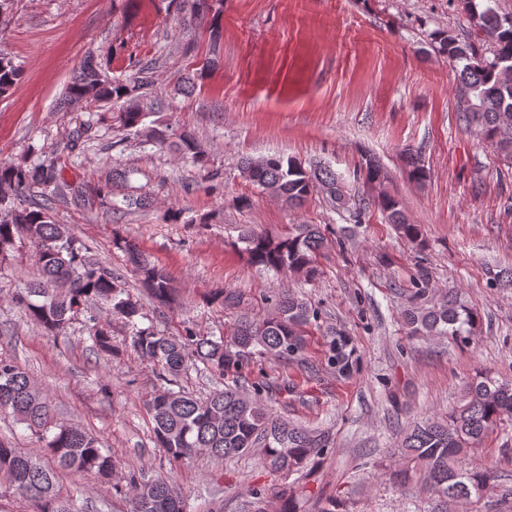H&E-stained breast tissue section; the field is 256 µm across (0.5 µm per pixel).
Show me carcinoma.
I'll return each instance as SVG.
<instances>
[{"label": "carcinoma", "instance_id": "carcinoma-1", "mask_svg": "<svg viewBox=\"0 0 512 512\" xmlns=\"http://www.w3.org/2000/svg\"><path fill=\"white\" fill-rule=\"evenodd\" d=\"M475 27L491 41L485 55L474 44L455 37L435 34L438 51L457 71V92L469 103L460 114L466 130L487 143L506 163L512 164V11L505 12L500 0H461ZM211 56L197 72L181 77L176 93H191L197 81L217 56L220 31L210 32ZM110 60L87 57L65 89L64 104H82L88 109L116 110L120 125L145 137L161 149L177 152L204 168L205 155L194 137L167 124L142 131L148 112L144 100L156 87L153 63L138 61L126 80L109 75ZM21 78L11 60L0 58V95ZM91 139V127L80 125L70 134L66 149L84 151ZM243 176L262 192L289 208L302 206L312 195L322 193L338 205L350 198L341 181L326 166L305 167L280 156L246 158L241 161ZM365 182L384 179L382 169L372 159L361 163ZM41 197L26 199L33 189ZM110 182L66 181L55 159L47 154L35 162L21 157L0 163V258L6 259L19 244L35 250L38 274L28 287L15 292L14 305L47 335L57 336L90 301L107 306L132 326V346L155 366L157 380L164 383L148 403L154 421L153 432L169 459L178 462L197 455L213 459L233 458L261 447L272 470L291 474L327 446V437L315 431L272 417L260 398L265 385L254 393L243 386L227 385L205 399L175 392L165 383L188 368V361L202 363L220 376L235 374L253 354L288 360L305 347V327L314 316L308 304L292 291H283L275 300L274 312L258 321L238 325L232 344L224 338L198 336L186 329L180 336H168L151 327H140L136 318L142 307L126 289L124 277L112 265L91 262L83 246L54 219L53 201L69 200L77 208L106 207L110 202ZM388 223L394 225L416 249L423 250L420 225L406 217L399 200L389 195L378 199ZM251 264L276 273L313 280L320 274L319 258L332 246L316 224H291L287 232L268 235L247 230L239 238ZM134 268L142 288L155 302H170L173 286L167 273L143 254L136 245L121 238L113 240ZM419 287L411 292L403 319L410 332L420 336H460L474 328L478 315L462 306L448 293L439 302L425 305L429 270L419 264ZM91 348L108 355L114 352L109 331L94 316L88 317ZM328 361L344 371L349 353L344 341H333ZM0 409L11 411L17 420L46 441L48 454L56 464L71 472L112 478L115 462L96 438L85 431L54 420L47 394L37 388L20 366L0 358ZM505 420H512V383L479 370L465 384L457 406L448 418H428L406 429L402 439L408 466L393 471L396 482L408 484L417 471L426 474L428 489L439 498L467 502L480 498L495 486L496 465L477 467L468 462L471 451ZM0 472L8 475L12 490L37 503V512H72L57 492L53 468L26 455L11 443L0 440ZM129 512H184L176 487L164 480L141 481L132 475Z\"/></svg>", "mask_w": 512, "mask_h": 512}]
</instances>
